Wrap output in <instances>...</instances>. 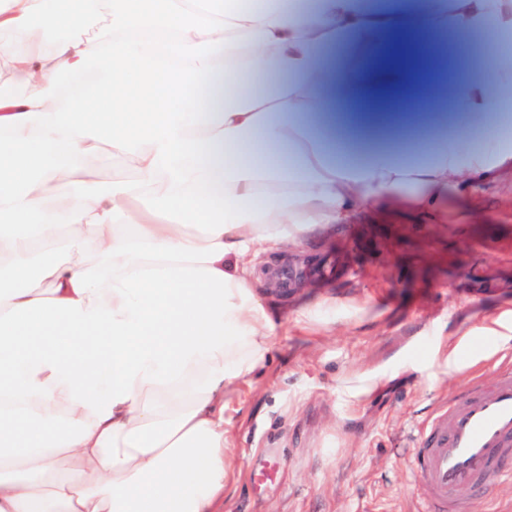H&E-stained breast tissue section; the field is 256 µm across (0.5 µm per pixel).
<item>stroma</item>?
I'll use <instances>...</instances> for the list:
<instances>
[{
  "label": "stroma",
  "mask_w": 512,
  "mask_h": 512,
  "mask_svg": "<svg viewBox=\"0 0 512 512\" xmlns=\"http://www.w3.org/2000/svg\"><path fill=\"white\" fill-rule=\"evenodd\" d=\"M327 258L343 276L306 277L285 292L271 278L284 264ZM256 277L261 300L284 315L335 297L336 322L286 323L267 365L228 402L236 476L223 512H418L408 467L416 424L469 372L489 380L512 359V340L471 333L512 309V175L449 188L437 224L359 213L295 253L260 255ZM361 305L366 314L355 315ZM461 339L457 364L434 357L441 341ZM366 369L380 379L349 399Z\"/></svg>",
  "instance_id": "stroma-1"
}]
</instances>
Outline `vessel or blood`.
<instances>
[{
    "instance_id": "1",
    "label": "vessel or blood",
    "mask_w": 512,
    "mask_h": 512,
    "mask_svg": "<svg viewBox=\"0 0 512 512\" xmlns=\"http://www.w3.org/2000/svg\"><path fill=\"white\" fill-rule=\"evenodd\" d=\"M423 512H462L464 495L485 496L512 480V362L492 381L473 378L420 425L409 457Z\"/></svg>"
}]
</instances>
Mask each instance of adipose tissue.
I'll return each mask as SVG.
<instances>
[{"label": "adipose tissue", "mask_w": 512, "mask_h": 512, "mask_svg": "<svg viewBox=\"0 0 512 512\" xmlns=\"http://www.w3.org/2000/svg\"><path fill=\"white\" fill-rule=\"evenodd\" d=\"M470 128L335 126L419 93ZM250 73L270 92L245 88ZM512 0H0V512H222L224 400L281 328L258 251L512 173ZM109 152L135 180L101 181Z\"/></svg>", "instance_id": "ef3b65f1"}]
</instances>
